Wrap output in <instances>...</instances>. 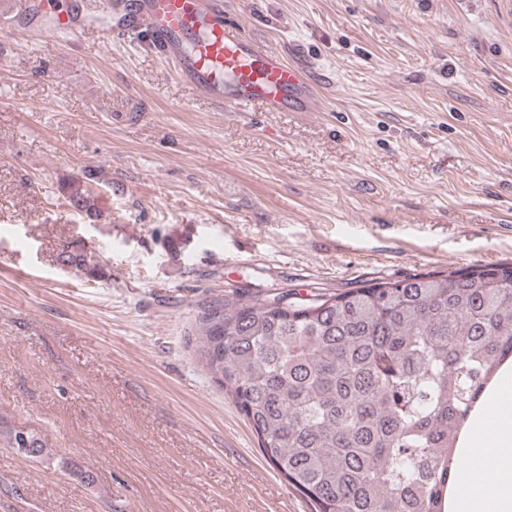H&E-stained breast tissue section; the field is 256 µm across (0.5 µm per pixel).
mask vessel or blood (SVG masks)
<instances>
[{"mask_svg": "<svg viewBox=\"0 0 512 512\" xmlns=\"http://www.w3.org/2000/svg\"><path fill=\"white\" fill-rule=\"evenodd\" d=\"M112 38L149 32L153 46L186 83L222 107L258 106L275 112H311L318 85L274 46L242 37L224 22L222 0H95ZM83 0H71L55 34L76 37Z\"/></svg>", "mask_w": 512, "mask_h": 512, "instance_id": "1", "label": "vessel or blood"}]
</instances>
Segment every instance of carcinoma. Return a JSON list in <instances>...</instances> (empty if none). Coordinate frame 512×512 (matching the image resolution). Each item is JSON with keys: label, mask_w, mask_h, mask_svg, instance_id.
Wrapping results in <instances>:
<instances>
[{"label": "carcinoma", "mask_w": 512, "mask_h": 512, "mask_svg": "<svg viewBox=\"0 0 512 512\" xmlns=\"http://www.w3.org/2000/svg\"><path fill=\"white\" fill-rule=\"evenodd\" d=\"M72 179L70 201L97 214ZM59 261L96 273L84 248ZM194 354L313 512H444L462 427L512 357V262L201 307Z\"/></svg>", "instance_id": "1"}]
</instances>
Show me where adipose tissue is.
I'll use <instances>...</instances> for the list:
<instances>
[{"label":"adipose tissue","instance_id":"obj_1","mask_svg":"<svg viewBox=\"0 0 512 512\" xmlns=\"http://www.w3.org/2000/svg\"><path fill=\"white\" fill-rule=\"evenodd\" d=\"M483 408L473 414L459 455L477 459L483 478L469 470L448 474L447 512H463L473 502L482 512H512V364H504L499 380L482 397ZM494 421H487V414Z\"/></svg>","mask_w":512,"mask_h":512}]
</instances>
